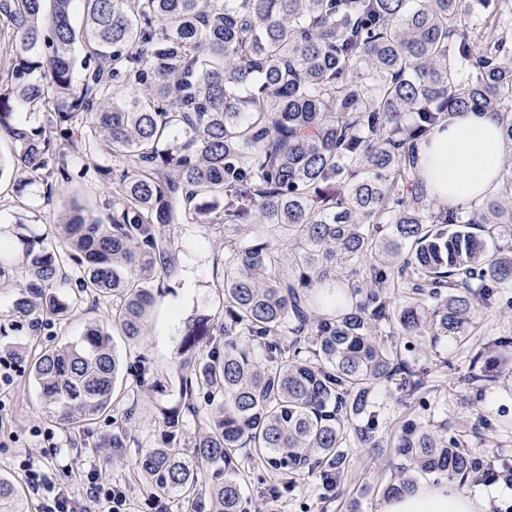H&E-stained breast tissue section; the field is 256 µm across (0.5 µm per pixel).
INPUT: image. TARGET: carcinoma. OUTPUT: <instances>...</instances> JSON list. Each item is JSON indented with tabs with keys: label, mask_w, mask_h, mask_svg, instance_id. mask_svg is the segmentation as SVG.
Segmentation results:
<instances>
[{
	"label": "carcinoma",
	"mask_w": 512,
	"mask_h": 512,
	"mask_svg": "<svg viewBox=\"0 0 512 512\" xmlns=\"http://www.w3.org/2000/svg\"><path fill=\"white\" fill-rule=\"evenodd\" d=\"M476 28L468 0H0L12 165L50 196L76 134L131 163L112 176L109 222L75 208L61 241L23 252L20 316H72L57 289L67 266L83 272L76 298L112 300V328L90 323L71 344L24 354L55 421L78 433L127 397L112 336L145 335L155 277L177 265L167 230L222 224V310L184 322L167 443L135 462L150 493L188 504L205 491L214 512H240L239 478L262 466L283 488L319 474L328 501L353 448L398 456L387 496L413 492L418 473L477 472L480 452L446 424L386 439L372 397L433 391L446 365L410 352L467 344L463 326L512 287V250L488 248L512 236V177L464 218L434 212L416 171L419 143L454 112L500 114L512 144V40ZM46 103L49 130L15 118ZM214 334L224 348L202 353ZM494 348L511 350L512 336L471 352L463 381L479 394L495 383ZM183 410L205 421L190 456L174 448ZM207 466L224 478L205 488ZM0 512H27L2 473Z\"/></svg>",
	"instance_id": "carcinoma-1"
}]
</instances>
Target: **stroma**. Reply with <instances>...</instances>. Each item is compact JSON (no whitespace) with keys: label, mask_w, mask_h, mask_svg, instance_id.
Segmentation results:
<instances>
[{"label":"stroma","mask_w":512,"mask_h":512,"mask_svg":"<svg viewBox=\"0 0 512 512\" xmlns=\"http://www.w3.org/2000/svg\"><path fill=\"white\" fill-rule=\"evenodd\" d=\"M64 153L72 177L57 184L51 201L43 200L42 185L27 184L19 170L8 169L0 177L5 183L24 187L19 195L0 190L1 261L18 259L28 240L52 237L56 224L71 207H81L100 221L111 214L112 184L102 172L121 171L124 160L85 140L79 146L65 147ZM171 234L178 248V271L157 281L160 296L148 319V336L136 344L120 337L114 340L125 366L147 367L148 384L139 386L127 380L134 399L124 400L86 426L81 433L83 451L76 455L65 451L66 431L46 413L28 368L19 366L12 384L0 389V471L16 472L30 453L60 486L69 488L94 465L104 478L128 489L133 512H146L149 491L143 480L135 477L134 461L141 450L161 445L164 431L160 410L179 401L184 321L216 314L222 305L224 284L223 225L177 224ZM111 308L108 302L96 307L84 304L70 319L38 330L27 326L6 336L0 334V358L9 357L11 346L18 343L49 348L74 342L88 323L105 321ZM437 357L447 361L448 373L438 380V389L427 406L385 392L377 394L381 427L386 429L408 418L445 423L486 457L512 461V370L500 373L493 387L479 395L463 382L469 363L466 348L444 342L437 347ZM115 434L125 435L124 446L104 447V439ZM351 464L345 496L321 502L318 477L306 475L297 480L288 496L272 502L273 512H347L352 498L359 500L360 512H377L382 501L378 487L392 473L387 457L356 448Z\"/></svg>","instance_id":"35a3bbf8"}]
</instances>
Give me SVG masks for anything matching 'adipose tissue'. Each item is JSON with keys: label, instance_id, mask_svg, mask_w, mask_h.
<instances>
[{"label": "adipose tissue", "instance_id": "ef3b65f1", "mask_svg": "<svg viewBox=\"0 0 512 512\" xmlns=\"http://www.w3.org/2000/svg\"><path fill=\"white\" fill-rule=\"evenodd\" d=\"M512 146L501 135L496 113L461 112L442 121L418 146L419 176L429 196L460 213L493 193ZM378 512H485L480 494L458 481L423 478L414 492L385 500Z\"/></svg>", "mask_w": 512, "mask_h": 512}]
</instances>
